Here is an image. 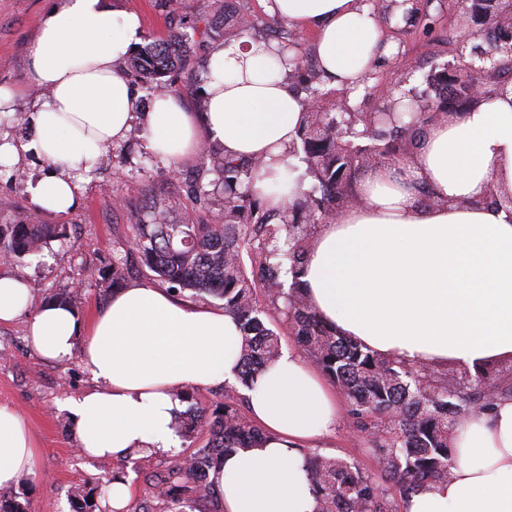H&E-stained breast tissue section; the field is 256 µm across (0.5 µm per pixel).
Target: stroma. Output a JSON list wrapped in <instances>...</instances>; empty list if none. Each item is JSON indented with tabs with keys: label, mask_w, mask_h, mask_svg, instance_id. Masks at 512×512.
Listing matches in <instances>:
<instances>
[{
	"label": "stroma",
	"mask_w": 512,
	"mask_h": 512,
	"mask_svg": "<svg viewBox=\"0 0 512 512\" xmlns=\"http://www.w3.org/2000/svg\"><path fill=\"white\" fill-rule=\"evenodd\" d=\"M56 0H0V87H24L25 94L12 109L22 115L19 123L0 125V141L29 139V116L36 102L45 96L43 88L29 83V56L40 18ZM113 9L136 14L141 23V41L148 44L165 36L169 29L187 35L197 67L195 81L177 83V95L189 111H198L197 86L203 85L204 64L211 48L223 45L224 10L227 0H179L178 12H171L168 0H108ZM428 17L426 25H390L389 39L397 43L393 62L381 66L370 86L354 100L356 111L373 115L387 99L388 88L399 64L409 63L413 71L409 86L422 83L424 71L453 59L455 41L462 33L460 7L456 0H418ZM141 126H134L127 138L111 147L109 161L94 160L91 178L80 206L67 214L37 212L28 186L45 170L36 154L21 156L17 166L0 170V224H22L38 214L45 224L64 226L66 237L49 242L38 257L18 263H1L0 272L25 280L40 301L70 292L73 307L85 319L104 309L113 290L109 270L113 256L127 258L133 270L130 283L156 285L151 272L137 268L132 250L133 224L142 201L149 194L180 191L179 211L195 220L215 224L223 212L205 210L185 176L194 164L181 166L171 175L160 161L147 160ZM29 315L0 323V403L14 405L28 422L38 451V471L27 485L0 488V502L25 503L27 512H78L87 501L103 502V489L113 476L130 479L133 500L141 502L150 491L141 473L140 456L118 461L90 459L78 453L69 433V421L58 404L76 398L94 383L79 357L55 362L44 359L28 339ZM316 453L340 457L363 471L377 473V452L371 436L362 433L349 417H342L335 432L321 440Z\"/></svg>",
	"instance_id": "35a3bbf8"
}]
</instances>
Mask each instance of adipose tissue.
I'll return each mask as SVG.
<instances>
[{
    "label": "adipose tissue",
    "mask_w": 512,
    "mask_h": 512,
    "mask_svg": "<svg viewBox=\"0 0 512 512\" xmlns=\"http://www.w3.org/2000/svg\"><path fill=\"white\" fill-rule=\"evenodd\" d=\"M266 8L313 32L318 68L348 95L393 51L365 0H266ZM140 36L137 16L103 0H62L41 17L29 77L48 96L31 117V137L0 146V164L30 151L46 161L38 209H77L100 146L131 130L135 97L119 63ZM287 73L273 42L214 49L203 116L175 95L158 96L145 117L146 150L174 169L207 141L220 143L227 156L261 161L252 190L267 207L283 206L297 193L288 149L304 115ZM491 188L512 193V89L425 125L411 159L369 171L360 203L317 227L301 276L308 304L339 335L408 366L512 359V214L483 204ZM30 300L25 282L0 274V322L30 313L33 348L51 360L79 356L95 383L60 405L84 455L169 453L180 392L238 381L242 334L223 309L141 284L115 292L88 323L71 307L35 310ZM245 393L264 437L218 465L224 512H319L304 460L339 418L325 377L288 349ZM452 446L447 479L413 494L405 512H512V398L461 415ZM37 461L26 419L0 404V487Z\"/></svg>",
    "instance_id": "adipose-tissue-1"
}]
</instances>
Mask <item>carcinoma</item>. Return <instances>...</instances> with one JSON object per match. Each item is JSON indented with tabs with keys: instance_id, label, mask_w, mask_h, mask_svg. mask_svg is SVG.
Instances as JSON below:
<instances>
[{
	"instance_id": "1",
	"label": "carcinoma",
	"mask_w": 512,
	"mask_h": 512,
	"mask_svg": "<svg viewBox=\"0 0 512 512\" xmlns=\"http://www.w3.org/2000/svg\"><path fill=\"white\" fill-rule=\"evenodd\" d=\"M466 11L468 45L501 51L500 66L485 73L490 87L508 88L512 80V24L495 18V6L486 0H461ZM470 57L457 58L440 71L424 75L428 93H400L393 115L366 118L359 112H338L322 104L323 77L309 69L308 95L317 106L305 112L297 139L288 156L305 165L297 177L296 197L271 212L251 190L257 164L208 151L195 171L196 196L224 210V223L204 224L186 218L167 220L172 200L150 197L141 211L154 221L133 225V248L141 265L175 293L190 291L220 298L242 331L239 383L247 387L270 368L281 354L280 332L270 321L269 309L283 316L298 345L322 368L349 400V416L362 430L391 420L389 437L376 444L381 476L392 482L402 500L423 487L448 477L450 440L459 415L488 408L498 397H512V386L495 374L497 361L489 360L469 374V386L448 389V375L423 378L418 368L384 359L354 341L339 336L304 300L299 276L313 228L324 216L340 211L357 196V170L411 158L422 125L442 111L455 112L482 102L462 94ZM189 66L186 35L172 30L141 50L130 62L153 94L174 93L173 82L162 76L174 67ZM310 189L302 188L306 179ZM65 237L57 224H0V258L17 262L34 257L52 240ZM255 251L258 273L243 269L240 253ZM263 290L271 308L256 301ZM433 396L426 395L422 380ZM177 433L195 439L208 433L204 447L183 456L162 474L151 475V498L135 512H185L201 503L218 508L220 501L209 473L224 454L247 448L262 431L226 401L209 410L183 412ZM312 488L320 512H392L375 478L353 462L321 455L306 456Z\"/></svg>"
}]
</instances>
